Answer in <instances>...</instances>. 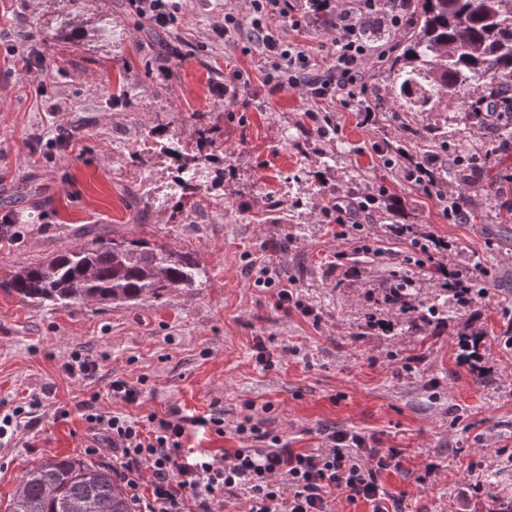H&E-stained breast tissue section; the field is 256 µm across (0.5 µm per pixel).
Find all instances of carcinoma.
<instances>
[{
    "mask_svg": "<svg viewBox=\"0 0 512 512\" xmlns=\"http://www.w3.org/2000/svg\"><path fill=\"white\" fill-rule=\"evenodd\" d=\"M62 9L52 18L57 38L80 46L89 34L85 17L87 0H60ZM307 12L331 27L333 13L322 12L321 0H308ZM410 36L389 63L392 103L405 102L414 112H438L445 100L461 104L474 127L481 126V103L488 101L497 112L512 115V0H416L408 22ZM197 128V152L179 149L175 132L151 131L154 142L164 144L160 155L170 174L190 165L208 164L214 178L210 185L189 187L167 198L171 217L183 214L182 199L197 197V205L212 198V188L224 183V141L210 111L191 115ZM489 200L502 224L512 223V193L505 186H491ZM132 221L141 223L155 207L148 190L129 191ZM409 264L430 275L438 288L428 298L417 296L415 280L402 268L390 270V285L382 301L400 318V324L423 331L448 321L455 309L482 299L486 282L484 266L477 274L444 270L433 262L431 245L412 242ZM206 278V270L188 252L157 241L116 239L99 235L76 246L63 248L46 260L30 263L0 278V290L17 295L34 306L60 308L94 299L103 304L135 303L158 297L161 291L181 286L193 288ZM484 332L475 329L459 339L460 358L479 359ZM5 512H132L123 479L108 465L73 459H51L27 470L9 496Z\"/></svg>",
    "mask_w": 512,
    "mask_h": 512,
    "instance_id": "carcinoma-1",
    "label": "carcinoma"
}]
</instances>
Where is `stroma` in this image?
<instances>
[{"instance_id": "stroma-1", "label": "stroma", "mask_w": 512, "mask_h": 512, "mask_svg": "<svg viewBox=\"0 0 512 512\" xmlns=\"http://www.w3.org/2000/svg\"><path fill=\"white\" fill-rule=\"evenodd\" d=\"M172 39L182 49L169 61H148L145 25L124 21L109 48L97 38L60 50L50 19L57 0H0V275L83 244L100 231L147 238L188 251L208 275L193 288H169L134 305L89 301L37 308L0 291V403L45 398L36 421L0 442V499L8 500L27 468L47 459H86L89 443L81 404L134 417L171 411L194 418L218 408L224 433L188 425L190 450L248 448L235 425L246 403L257 406L262 431L281 445L312 450L332 431L364 435L400 453L401 467L380 485L398 512H495L512 500V223L489 210V183L512 173V141L483 164L492 135L470 128L455 112L380 109L363 125L339 96L315 98L275 89L272 61L249 48V0H180ZM242 22L219 37L225 14ZM273 28L306 46L316 70L332 62L336 32L317 24ZM43 53L41 77L24 69L26 49ZM221 69L223 80L213 71ZM177 79L161 89L163 70ZM137 83L133 96L123 87ZM213 111L224 135V195L175 224L155 209L145 223L130 221L127 191L168 183L167 163L151 175L131 153L152 144L150 130L170 125L187 153L197 150L192 113ZM331 134L307 138L321 117ZM447 126L453 144L441 150L431 126ZM76 130L72 150L51 147L59 130ZM405 141L411 153H440L445 190L466 192L471 216L448 220L443 204L408 182L403 167L387 164L374 143ZM306 142L298 151L297 142ZM305 168L313 185L294 216L295 186L287 176ZM385 190L397 215L360 214V230H342L324 214L330 197L355 187ZM443 242L444 268L472 270L484 260L488 290L459 309L438 331L362 334L360 316L387 287L388 269L403 266L410 244L394 230ZM289 238L287 253L277 244ZM294 288L304 307L283 311L274 291L258 286L263 268ZM482 329L480 361L491 385L481 384L457 359V340ZM266 347L257 362L256 342ZM99 362L95 373L72 378V353ZM144 379L140 405L109 394L115 378Z\"/></svg>"}]
</instances>
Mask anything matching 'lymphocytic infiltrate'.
<instances>
[{"label":"lymphocytic infiltrate","mask_w":512,"mask_h":512,"mask_svg":"<svg viewBox=\"0 0 512 512\" xmlns=\"http://www.w3.org/2000/svg\"><path fill=\"white\" fill-rule=\"evenodd\" d=\"M275 15L294 30L303 27L304 19L290 0H252L250 40L273 60L277 87L299 89L312 97L337 93L344 104H359L365 122H372L376 109L366 100L369 44L363 20L374 15L381 26L396 30L402 15L377 13L376 0H344L336 25V54L323 76L312 69L304 46L272 28L269 19ZM82 407L91 436L88 453H96L101 445L111 448L114 468L141 512H212L214 493L239 489L247 494V512H333L330 496L336 490L344 491L349 500L370 502L372 512H389L377 475L398 467V455L368 448L358 433L334 431L316 451L298 452L268 438L248 414L236 431L257 440V447L188 456L182 444L185 428L177 415L134 417L101 410L91 401ZM146 468L151 471L147 481L142 478ZM282 477L292 489L287 499L278 483Z\"/></svg>","instance_id":"lymphocytic-infiltrate-1"}]
</instances>
